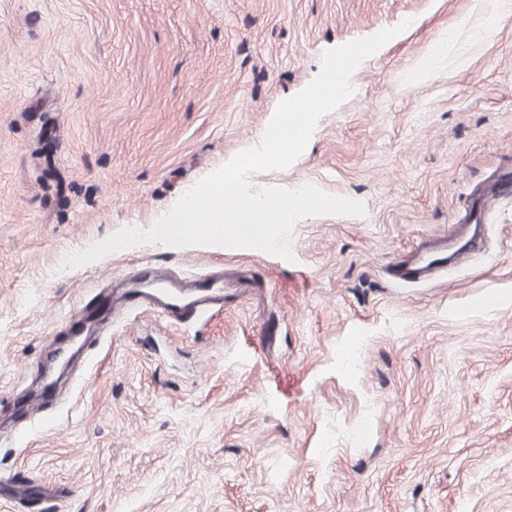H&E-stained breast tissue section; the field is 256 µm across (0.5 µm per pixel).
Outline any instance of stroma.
<instances>
[{
    "instance_id": "1",
    "label": "stroma",
    "mask_w": 512,
    "mask_h": 512,
    "mask_svg": "<svg viewBox=\"0 0 512 512\" xmlns=\"http://www.w3.org/2000/svg\"><path fill=\"white\" fill-rule=\"evenodd\" d=\"M363 60L288 168L361 217L293 261L141 244L255 147L325 50ZM512 167V0H0V512H512V198L437 278L389 267ZM162 268L226 280L185 327L118 315L26 406L81 302Z\"/></svg>"
}]
</instances>
